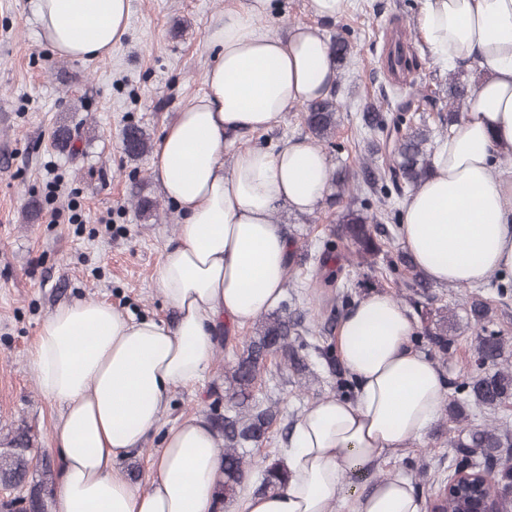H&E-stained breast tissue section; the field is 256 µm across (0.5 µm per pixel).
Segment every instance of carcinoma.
Here are the masks:
<instances>
[{"label": "carcinoma", "mask_w": 512, "mask_h": 512, "mask_svg": "<svg viewBox=\"0 0 512 512\" xmlns=\"http://www.w3.org/2000/svg\"><path fill=\"white\" fill-rule=\"evenodd\" d=\"M389 68L412 75L422 69V62L415 54L399 52L389 60ZM474 94L475 91L465 83L449 85L448 122H456L464 115L463 109L467 108ZM415 97V93L407 92L386 108L371 104L360 113L361 129L375 144V157L362 165V175L367 180L374 202L364 198L360 206L349 205L343 209L336 222V242L326 243L318 256L316 293L322 309L329 310L328 323L339 316V304L346 303L353 290L375 282L377 258L385 244V239L378 233V226L381 220L394 213L392 203L402 197L405 190L415 189L429 173L433 155L431 136L429 131L412 125ZM337 110L333 91L323 99L301 105L304 124L317 142L329 144L335 137ZM75 141L76 137L66 124L56 126L52 132V145L60 151L75 153ZM122 146L129 158H141L152 151L148 135L137 125L124 129ZM135 206L146 220L159 219L157 204L151 198L137 194ZM386 269L402 276V285L407 288L430 287L404 253L397 254L394 259L387 258ZM470 314L480 329L476 362L479 368L486 369V373L473 377L467 384L455 386V391L461 392L469 386L480 405L494 409L512 395V372L500 366L505 337L483 324L488 307L482 299L472 298ZM446 323L448 319L442 317L438 327L427 331L430 343L444 356L448 355L452 345ZM316 332L288 313H272L258 323L254 337L226 372L224 412L213 414L210 420L212 428L223 441L224 449V478L216 489V503L234 495L250 477L251 462L247 457L246 444L263 439L276 418V413L260 408L252 397L269 357L279 358L284 365L295 364L298 359L296 342L311 335L317 341L314 348L325 356L329 372L336 378V390L346 392L345 373L335 362L331 346L318 345V341L325 342L327 337H320ZM456 447L476 448L483 459V465L478 466L464 455L456 468L482 470L495 483L512 485V466L501 462L502 449L512 448V436L508 432L493 423H486L480 428L470 429ZM31 451V436L26 430L18 429L0 438L1 487L16 488L28 482L33 465ZM287 480V469L273 461L263 470L259 490H278ZM54 486L55 477L47 464L42 477L32 482L27 496L0 500V512H49ZM465 507L464 501L448 493L432 502L433 512H463Z\"/></svg>", "instance_id": "obj_1"}]
</instances>
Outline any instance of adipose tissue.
<instances>
[{
  "mask_svg": "<svg viewBox=\"0 0 512 512\" xmlns=\"http://www.w3.org/2000/svg\"><path fill=\"white\" fill-rule=\"evenodd\" d=\"M272 7L240 0L208 28L206 90L155 146L153 176L182 217L156 273L175 322L137 321L83 300L40 326L31 365L42 394L62 409L52 512H214L224 456L206 420L189 417L166 433L147 490L133 487L119 462L158 425L171 390L205 372L217 320L243 325L282 300L290 243L275 211L314 212L328 192V159L304 139L224 161L226 137L271 127L289 107L325 96L335 77L316 27L296 25L283 38L258 25ZM30 8L62 57L110 53L128 30L130 0H30ZM417 26L436 60L451 67L475 58L488 76L410 194L399 239L439 286L512 276V163L502 160L512 150V0H422ZM414 329L383 292L346 314L337 350L354 398L310 406L284 451L286 486L241 491L233 512H429L400 473L366 491L350 482L427 435L446 403L442 372L410 343Z\"/></svg>",
  "mask_w": 512,
  "mask_h": 512,
  "instance_id": "adipose-tissue-1",
  "label": "adipose tissue"
}]
</instances>
